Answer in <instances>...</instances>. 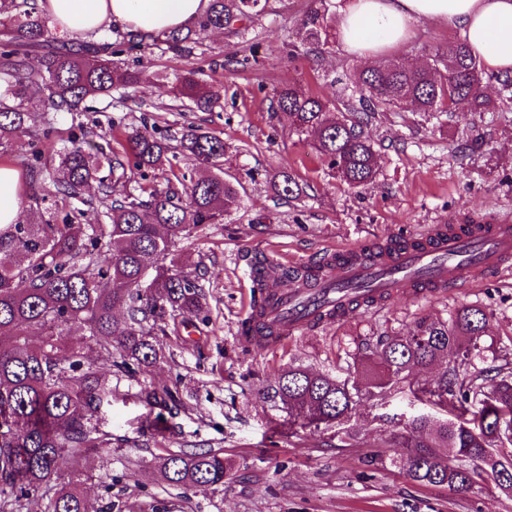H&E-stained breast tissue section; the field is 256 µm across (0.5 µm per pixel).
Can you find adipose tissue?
Wrapping results in <instances>:
<instances>
[{
  "mask_svg": "<svg viewBox=\"0 0 512 512\" xmlns=\"http://www.w3.org/2000/svg\"><path fill=\"white\" fill-rule=\"evenodd\" d=\"M51 24L98 34L113 23L153 34L192 25L208 0H41ZM337 36L351 55L378 61L423 21L457 31L472 54L496 72L512 71V0H336Z\"/></svg>",
  "mask_w": 512,
  "mask_h": 512,
  "instance_id": "1",
  "label": "adipose tissue"
}]
</instances>
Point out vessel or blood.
<instances>
[{"mask_svg":"<svg viewBox=\"0 0 512 512\" xmlns=\"http://www.w3.org/2000/svg\"><path fill=\"white\" fill-rule=\"evenodd\" d=\"M426 237L429 244L421 251L396 238L339 250L308 264V279L271 292L266 318L276 342L305 332L320 313L330 312L337 321L355 313L356 286L394 295L417 274L448 288L470 285L496 277L512 257V225L504 222L490 221L470 238L438 224Z\"/></svg>","mask_w":512,"mask_h":512,"instance_id":"1","label":"vessel or blood"}]
</instances>
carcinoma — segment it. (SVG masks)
Returning a JSON list of instances; mask_svg holds the SVG:
<instances>
[{
    "instance_id": "cac0c4a2",
    "label": "carcinoma",
    "mask_w": 512,
    "mask_h": 512,
    "mask_svg": "<svg viewBox=\"0 0 512 512\" xmlns=\"http://www.w3.org/2000/svg\"><path fill=\"white\" fill-rule=\"evenodd\" d=\"M268 0H209L199 29L234 33L260 16ZM326 0L302 19L309 51L330 37ZM0 25L10 41L0 48V151L25 124L42 138L67 141L57 152L53 178L62 203L79 200L80 190L103 169L112 173L113 197L104 224L0 225V512H24L30 496L53 491L51 512H98L83 493L55 488L64 464L78 467L98 448L112 447V433L100 428L101 413L112 405V375L132 377L162 358L155 336L168 320L199 316L205 291L186 271L177 244L206 224H220L239 204V191L224 178V140L197 130L181 138L185 156L211 173L185 184L186 176L162 190L135 194L126 189L127 171L155 169L167 161L168 147L146 130L125 135L124 157L77 144L75 126L61 129L54 119L22 109L30 95L49 91L56 111L74 113L88 99L107 97L134 80L120 71L112 54L91 55L95 44L47 43L48 27L37 0H8ZM193 32L159 36L169 48L186 50ZM45 50L43 68L32 70V49ZM493 81L512 99V75L488 73L459 40L438 49L423 67L403 59L383 61L359 73L358 104L335 102L298 86L276 93L272 109L286 112L295 131L313 137L328 168L350 185L363 186L376 172V154L363 126L377 112L410 107L418 112L490 108L482 85ZM174 97L206 110L216 94L189 71L176 78ZM273 186L286 199L301 191L298 176L284 167ZM491 319L485 309L458 306L449 317L421 318L402 334H386L336 373L289 364L271 376L265 399L286 413L288 433L318 432L348 422L367 401L391 395L407 399L410 411L396 423L380 448L391 453L363 459L371 467L383 457L418 485L473 489L489 482L512 497V361L489 371L482 337ZM80 324L88 335L71 339ZM442 365L432 379L416 370ZM140 397L152 431L167 429L170 393L143 388ZM437 408L447 417L424 410ZM451 448L454 459L442 452ZM163 479L176 487L224 484L229 475L221 450L174 451L160 458Z\"/></svg>"
}]
</instances>
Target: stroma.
Returning <instances> with one entry per match:
<instances>
[{
    "label": "stroma",
    "instance_id": "35a3bbf8",
    "mask_svg": "<svg viewBox=\"0 0 512 512\" xmlns=\"http://www.w3.org/2000/svg\"><path fill=\"white\" fill-rule=\"evenodd\" d=\"M315 0H270L266 12L239 35L199 33L191 53L145 40L119 54L137 84L92 99L81 116L83 144H111L122 152L125 131L148 128L164 136L171 167L140 177L164 185L187 171L180 140L190 128L223 138L224 170L240 192L238 207L223 223L183 240L178 250L206 291V314L169 321L157 343L164 357L135 378L116 380L103 427L112 445L90 454L77 468H62L60 482L84 492L99 512H512V498L493 486L461 494L447 487L410 483L390 464L361 476L362 459L407 405L397 396L365 404L352 425L360 443L333 448L334 429L289 435L284 412L271 408L261 390L287 364L331 371L377 336L405 331L424 316L446 317L460 304L492 312L484 344L512 339V267L472 286L435 295L407 288L386 305L341 322L309 329L274 348L239 338L243 304L253 281L250 267L265 253L315 262L332 247L419 236L428 226L497 216L512 220V102L497 84L485 94L495 109L473 112L376 114L365 134L377 156V173L364 186L334 176L287 113L273 111L277 91L300 85L332 100H348L360 59L330 38L319 54L306 51L301 19ZM458 35L446 24L423 22L389 51L392 59L417 63L446 48ZM194 72L220 99L200 111L174 98L175 78ZM293 169L302 192L280 199L272 176ZM150 387L176 402L165 436L150 437L138 393ZM223 449L231 462L226 483L173 488L156 463L172 451Z\"/></svg>",
    "mask_w": 512,
    "mask_h": 512
}]
</instances>
